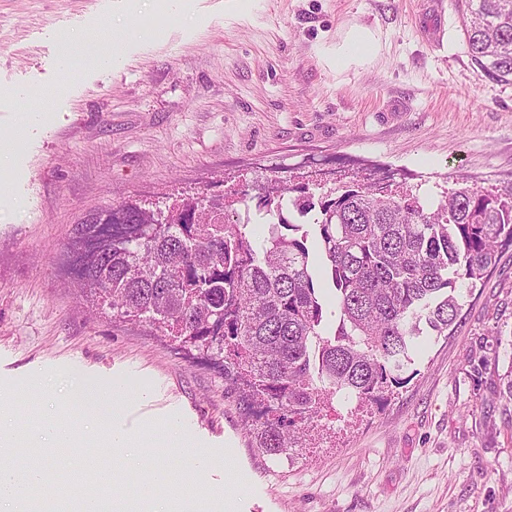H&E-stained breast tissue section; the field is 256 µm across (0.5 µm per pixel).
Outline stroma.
I'll list each match as a JSON object with an SVG mask.
<instances>
[{
  "mask_svg": "<svg viewBox=\"0 0 512 512\" xmlns=\"http://www.w3.org/2000/svg\"><path fill=\"white\" fill-rule=\"evenodd\" d=\"M358 28L377 54L337 69ZM66 39L115 43L116 60L62 75ZM31 112L44 120L25 162L0 175V398L16 423L51 414L85 441L0 465L72 471L98 450L67 400L85 384L144 439L182 423L160 500L208 488L224 512H512V247L381 408L321 421L317 443L280 457L253 447L223 361L91 309L75 272L78 224L124 202L236 189L253 207L278 180L511 183L512 84L472 66L454 0H0V147Z\"/></svg>",
  "mask_w": 512,
  "mask_h": 512,
  "instance_id": "stroma-1",
  "label": "stroma"
}]
</instances>
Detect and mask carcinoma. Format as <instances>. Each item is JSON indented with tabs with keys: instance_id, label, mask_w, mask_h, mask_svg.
I'll list each match as a JSON object with an SVG mask.
<instances>
[{
	"instance_id": "cac0c4a2",
	"label": "carcinoma",
	"mask_w": 512,
	"mask_h": 512,
	"mask_svg": "<svg viewBox=\"0 0 512 512\" xmlns=\"http://www.w3.org/2000/svg\"><path fill=\"white\" fill-rule=\"evenodd\" d=\"M471 64L512 84V0H455ZM234 192L210 205L175 203L158 224L133 203L83 225L89 294L126 316H144L184 344L225 355L242 385L256 447L298 448L306 422L334 399L381 405L420 348L456 320L460 281L476 285L512 246V186H465L437 195L417 187L352 184L317 194L308 184L272 189L259 217L229 221ZM310 217L290 221V211ZM320 254L338 323L324 329L314 272Z\"/></svg>"
}]
</instances>
